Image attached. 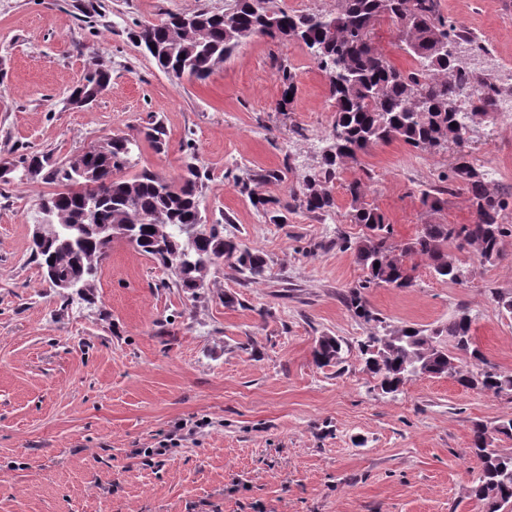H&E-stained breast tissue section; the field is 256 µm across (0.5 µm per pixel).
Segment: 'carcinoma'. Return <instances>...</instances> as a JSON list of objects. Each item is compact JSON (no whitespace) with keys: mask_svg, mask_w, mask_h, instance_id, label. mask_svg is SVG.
<instances>
[{"mask_svg":"<svg viewBox=\"0 0 512 512\" xmlns=\"http://www.w3.org/2000/svg\"><path fill=\"white\" fill-rule=\"evenodd\" d=\"M191 16L196 24L179 31L174 15L142 24L135 31L136 43L145 50L151 42L167 46L164 55L150 54L159 70L180 71L204 81L243 40L260 35L303 43L328 79L335 120L327 145L336 143L340 148L332 154L322 151L320 171L300 190L291 192V201H252L264 211L275 203L287 212L298 206L327 213L336 206L328 186L340 178L343 163H359L369 146L400 141L414 149L436 151L447 147L444 137L451 135L461 147L475 119L495 112L498 97L512 96V85L504 87L491 75L475 71L469 56L436 50L440 43L483 50L468 32L441 14L439 0H336L333 13L287 11L276 7L274 0H230L222 12L202 8ZM383 19L396 26L405 52L416 61L414 68L396 67L373 41V29ZM278 77L282 104L287 105V95L297 90L296 73L282 65ZM110 80L106 69L92 65L71 95L88 98ZM165 136L158 123H150L144 131L145 140L157 151L164 149ZM138 149L136 138L114 135L104 153L93 146L86 154L63 162L39 153L19 161V180L41 178L57 186L47 203L59 236L47 240L43 249L33 247L30 252L45 279L51 280V267L60 276L95 287L112 237L91 231L76 245L67 243L66 227L85 215L92 226L109 225L127 233L129 244L154 259L169 272L173 286L194 298L208 288L210 270L224 263L250 282L262 280L267 270L262 253L224 234V225L203 223L200 203L207 175L201 168L190 162L177 179L147 170L131 177L122 175ZM87 165L100 174L98 180L83 184L77 169ZM457 185L467 191L473 213L470 223L424 224L414 238L397 242L387 215L367 202L365 182L359 178L345 184L350 222L367 230L354 246L366 277L343 296L357 317L381 322L370 311L363 290L408 287L414 270L407 266L409 261L425 259L437 278L458 283L463 270L448 262V245L473 248L485 261L499 257L501 239L508 233L500 216L508 206L509 193L491 189L485 173L461 151L443 185L422 192L423 204L439 210L445 203L443 196ZM49 260L53 264H47ZM471 330V319L461 312L433 329L405 326L384 336L373 333L360 343V352L366 360L376 346L383 352L368 371L388 392L409 380L406 373L412 365L430 377L449 376L464 388L512 392V372L488 365L470 341ZM343 352L341 339L319 338L316 358L321 365L341 363ZM472 450L480 471L471 494L486 502L488 512H500L512 503V453L491 447L488 428L482 424L473 428Z\"/></svg>","mask_w":512,"mask_h":512,"instance_id":"obj_1","label":"carcinoma"}]
</instances>
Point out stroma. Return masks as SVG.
<instances>
[{
  "mask_svg": "<svg viewBox=\"0 0 512 512\" xmlns=\"http://www.w3.org/2000/svg\"><path fill=\"white\" fill-rule=\"evenodd\" d=\"M225 3L0 0V161L33 152L64 161L157 118L167 146L142 143L129 174L178 177L193 142L208 174L203 216L268 263L256 283L212 270L194 299L117 239L90 294L65 301L29 256L54 184L0 181V512H487L470 493L472 428L511 420L512 395L427 376L385 393L359 343L405 325L433 328L461 310L486 360L512 370V315L493 301L512 296V235L490 262L455 252L463 283L438 280L422 261L410 287L366 289L377 321L355 316L343 296L365 272L342 241L366 230L347 217L344 183L370 171L368 199L396 241L427 223L466 224L464 190L437 212L421 201L458 149L374 145L335 183L333 212L299 209L271 223L232 177L274 173L252 182L251 195L285 202L318 173L334 112L305 45L252 37L201 83L160 71L132 38L138 25ZM440 5L512 67V0ZM93 62L109 71L108 88L89 106H68ZM282 63L297 75L287 106ZM464 149L493 187H512V120L480 125ZM325 334L344 340L341 364H315ZM170 437L169 455H148Z\"/></svg>",
  "mask_w": 512,
  "mask_h": 512,
  "instance_id": "obj_1",
  "label": "stroma"
}]
</instances>
